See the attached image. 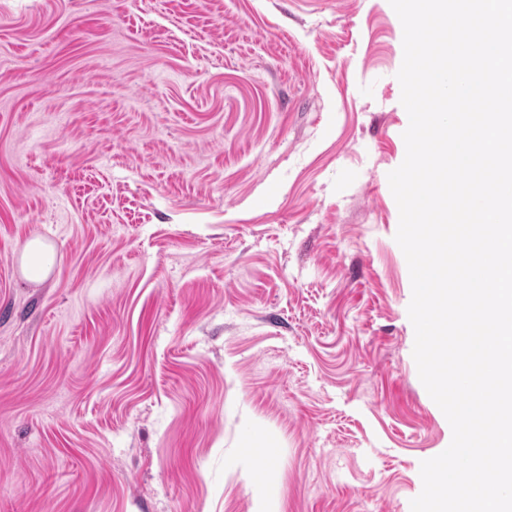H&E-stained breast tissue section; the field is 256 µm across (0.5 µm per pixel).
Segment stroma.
I'll return each instance as SVG.
<instances>
[{
	"label": "stroma",
	"instance_id": "1",
	"mask_svg": "<svg viewBox=\"0 0 512 512\" xmlns=\"http://www.w3.org/2000/svg\"><path fill=\"white\" fill-rule=\"evenodd\" d=\"M402 61L389 0H0V512H408ZM55 246L44 239L33 238L27 241L20 252V265L26 279L42 281L49 275Z\"/></svg>",
	"mask_w": 512,
	"mask_h": 512
}]
</instances>
